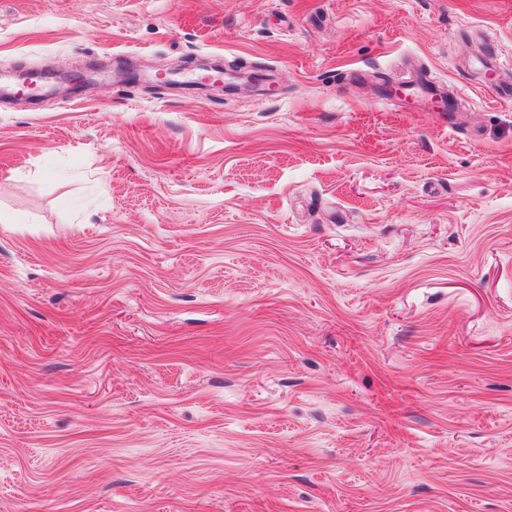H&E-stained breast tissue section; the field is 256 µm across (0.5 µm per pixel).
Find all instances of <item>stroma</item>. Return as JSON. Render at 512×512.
Returning a JSON list of instances; mask_svg holds the SVG:
<instances>
[{
	"label": "stroma",
	"mask_w": 512,
	"mask_h": 512,
	"mask_svg": "<svg viewBox=\"0 0 512 512\" xmlns=\"http://www.w3.org/2000/svg\"><path fill=\"white\" fill-rule=\"evenodd\" d=\"M27 71L0 512H512V0H0Z\"/></svg>",
	"instance_id": "stroma-1"
}]
</instances>
